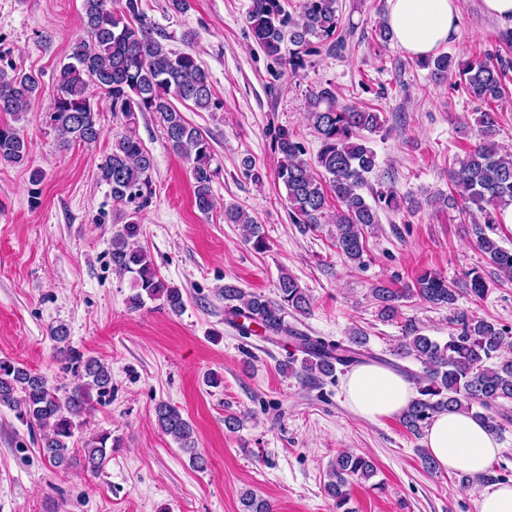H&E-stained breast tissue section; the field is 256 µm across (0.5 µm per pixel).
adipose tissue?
Listing matches in <instances>:
<instances>
[{
	"mask_svg": "<svg viewBox=\"0 0 512 512\" xmlns=\"http://www.w3.org/2000/svg\"><path fill=\"white\" fill-rule=\"evenodd\" d=\"M384 16L395 42L407 54H432L459 29L454 0H387ZM345 401L352 413L367 420L400 414L414 397L411 383L399 372L378 365H361L347 375ZM425 446L438 469L483 475L499 454L494 435L476 420L458 412L437 416L425 431Z\"/></svg>",
	"mask_w": 512,
	"mask_h": 512,
	"instance_id": "obj_1",
	"label": "adipose tissue"
}]
</instances>
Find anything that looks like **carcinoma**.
<instances>
[{
	"label": "carcinoma",
	"instance_id": "obj_1",
	"mask_svg": "<svg viewBox=\"0 0 512 512\" xmlns=\"http://www.w3.org/2000/svg\"><path fill=\"white\" fill-rule=\"evenodd\" d=\"M301 21L285 31L282 0H250L246 20L256 44L270 56L282 58L285 41L298 47L308 46L311 39L335 40L341 18L336 0H300ZM138 21L133 25L126 17ZM82 35L73 43L67 61L55 75L56 93L45 112V124L55 132L59 144L71 142L92 145L102 136L98 122L96 92L104 94L112 112L121 114L127 129L112 142V151L98 164L100 181L109 187L112 200L133 203L137 208L147 203L144 189L151 182L154 162L133 127L137 114H152L163 128L170 148L190 164L194 180V203L206 214L214 208L212 183L218 169L212 168L213 151L208 138L191 125L174 102L191 103L198 110L212 105L213 91L209 74L197 55L176 52L164 43L166 36H152V29L140 21L138 0H125L122 11L112 8V0H82ZM430 70L434 81L443 83L456 73L464 92L481 103H501L506 99L507 82L511 81L512 60L499 53L461 61L447 53L417 60ZM39 75L8 65L0 68V113L21 121L40 95ZM307 119L320 140L314 160L305 158L306 150L293 133L280 129L272 139V151L280 155L276 177L286 189L289 216L302 232L315 231L324 218L327 191L336 198L335 245L347 262L358 267L364 263V229L378 223V206L390 208L397 197L390 190L370 204L361 190L368 174L377 166V155L369 146L368 135L382 127L380 113L365 106L339 102L330 87L310 93ZM478 123L481 141L458 161L451 171L456 195L442 203L460 206L464 211L477 209L482 222L473 225L478 249L505 278H512V251L502 248L493 234L499 224L500 210L512 206V155L498 152V112L480 111ZM30 146L20 130L0 122V165H24L29 161ZM318 166L328 175L323 186L312 174ZM224 220L243 225L245 239L261 253L267 249L261 225L242 209L230 206ZM142 232L141 224L132 219L112 236L113 267L131 275L133 294L129 308H142L146 301L160 302V308L173 314L183 311L181 290L170 285L155 268L143 248L134 245ZM465 290L483 298L488 291L486 279L477 271L468 273ZM279 299L247 293L226 284L219 292L224 299V320L243 336L250 325L263 329L267 338L290 336L304 354L301 374L312 379L336 376L337 367H349L370 357L369 337L360 329L347 341H326L288 328L284 315L292 310L306 314L311 302L297 279L283 273L278 282ZM378 316L390 322L400 317L401 302L417 299L432 306L454 308L450 318L448 340L440 342L422 333L415 321L402 322V341L393 349L400 358H414L422 371L408 372L416 385L417 397L402 413V425L415 437L441 413L457 411L471 416L490 433L497 435L512 422V331L469 310L455 307L458 289L436 271H425L403 288L379 285L372 288ZM61 370L78 378V383L62 389L23 364L0 359V409L7 408L15 417L40 431V449L55 468L74 464L75 431L83 425L82 417L112 395V370L100 359L87 356L70 344L66 326L49 329ZM159 430L170 437L197 469L206 461L196 451L192 424L181 411L167 402L155 407ZM119 440L108 432L93 435L83 444V466L100 471ZM375 475L370 457L350 451L336 456L325 484L333 500V512H351L350 488L353 482ZM245 512H272L271 505L249 492L242 498Z\"/></svg>",
	"mask_w": 512,
	"mask_h": 512
}]
</instances>
